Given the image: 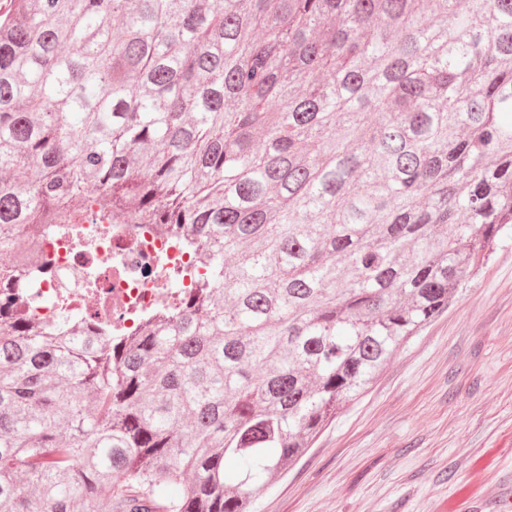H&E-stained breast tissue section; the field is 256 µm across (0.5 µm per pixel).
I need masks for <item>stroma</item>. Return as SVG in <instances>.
Masks as SVG:
<instances>
[{"label": "stroma", "mask_w": 512, "mask_h": 512, "mask_svg": "<svg viewBox=\"0 0 512 512\" xmlns=\"http://www.w3.org/2000/svg\"><path fill=\"white\" fill-rule=\"evenodd\" d=\"M255 512H512V239Z\"/></svg>", "instance_id": "obj_1"}]
</instances>
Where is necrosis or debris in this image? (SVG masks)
Listing matches in <instances>:
<instances>
[{
    "label": "necrosis or debris",
    "mask_w": 512,
    "mask_h": 512,
    "mask_svg": "<svg viewBox=\"0 0 512 512\" xmlns=\"http://www.w3.org/2000/svg\"><path fill=\"white\" fill-rule=\"evenodd\" d=\"M79 221L84 248L72 245L63 232H40L47 269L20 273L6 284L39 323L54 325L68 309L90 326L110 327L113 335L131 340L159 317L175 274H182L188 292L192 281L184 270H205L198 255L161 225L117 224L94 211Z\"/></svg>",
    "instance_id": "necrosis-or-debris-1"
}]
</instances>
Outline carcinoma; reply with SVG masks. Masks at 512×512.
<instances>
[{
    "label": "carcinoma",
    "instance_id": "carcinoma-1",
    "mask_svg": "<svg viewBox=\"0 0 512 512\" xmlns=\"http://www.w3.org/2000/svg\"><path fill=\"white\" fill-rule=\"evenodd\" d=\"M88 198L207 272L130 344L0 292V512H254L512 233V0H10L0 250Z\"/></svg>",
    "mask_w": 512,
    "mask_h": 512
}]
</instances>
